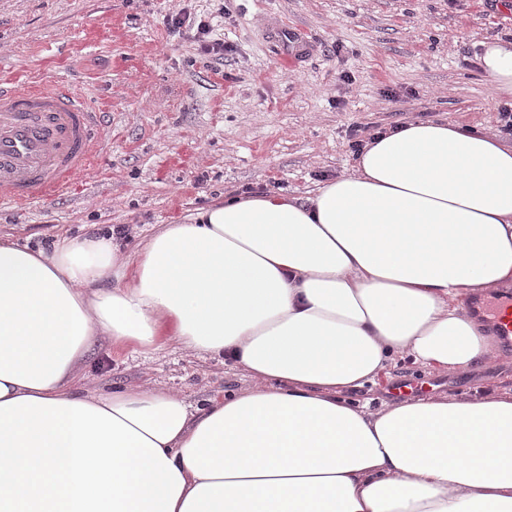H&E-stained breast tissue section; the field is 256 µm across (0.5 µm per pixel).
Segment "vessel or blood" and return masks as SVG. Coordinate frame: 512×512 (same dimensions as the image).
<instances>
[{
    "label": "vessel or blood",
    "mask_w": 512,
    "mask_h": 512,
    "mask_svg": "<svg viewBox=\"0 0 512 512\" xmlns=\"http://www.w3.org/2000/svg\"><path fill=\"white\" fill-rule=\"evenodd\" d=\"M271 31L288 33V59L300 62L310 44L276 17ZM103 119L73 86L0 84V205L36 202L79 183L101 151ZM464 313L486 320L498 344L512 348V290L466 301Z\"/></svg>",
    "instance_id": "vessel-or-blood-1"
}]
</instances>
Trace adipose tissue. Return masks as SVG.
Segmentation results:
<instances>
[{
	"instance_id": "ef3b65f1",
	"label": "adipose tissue",
	"mask_w": 512,
	"mask_h": 512,
	"mask_svg": "<svg viewBox=\"0 0 512 512\" xmlns=\"http://www.w3.org/2000/svg\"><path fill=\"white\" fill-rule=\"evenodd\" d=\"M479 66L512 98V40ZM512 284V143L448 122L373 135L314 196L256 192L50 250L0 237V512H512V396L370 411L345 393L487 342L458 299ZM169 336L254 388L192 407L84 393L101 338Z\"/></svg>"
}]
</instances>
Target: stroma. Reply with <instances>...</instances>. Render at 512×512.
Returning <instances> with one entry per match:
<instances>
[{
	"mask_svg": "<svg viewBox=\"0 0 512 512\" xmlns=\"http://www.w3.org/2000/svg\"><path fill=\"white\" fill-rule=\"evenodd\" d=\"M512 0H0V81L68 82L106 113L89 175L39 202L0 207V235L33 247L110 229L135 250L211 201L265 191L313 196L351 170L354 142L410 120L501 131L508 103L477 65L484 40L512 38ZM303 30L312 53L287 69L267 16ZM184 20L173 31L172 18ZM224 51L201 49L198 23ZM421 379L434 397L512 393V352L448 372L398 359L349 402H395ZM78 385L173 392L201 406L254 387L241 367L159 337L97 341Z\"/></svg>",
	"mask_w": 512,
	"mask_h": 512,
	"instance_id": "obj_1",
	"label": "stroma"
}]
</instances>
